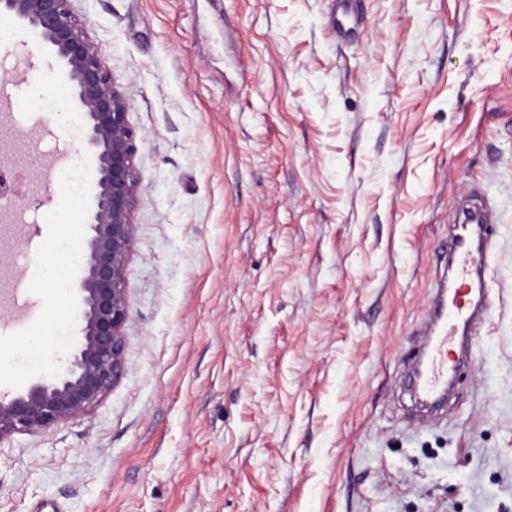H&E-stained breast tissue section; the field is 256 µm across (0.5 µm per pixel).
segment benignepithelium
Here are the masks:
<instances>
[{"instance_id":"benign-epithelium-1","label":"benign epithelium","mask_w":512,"mask_h":512,"mask_svg":"<svg viewBox=\"0 0 512 512\" xmlns=\"http://www.w3.org/2000/svg\"><path fill=\"white\" fill-rule=\"evenodd\" d=\"M72 0H0L36 30L55 55L86 120L87 155L98 188L87 217L86 263L79 287L74 350L59 369L19 394L0 396V443L37 433L92 409L118 381L129 319L126 265L140 194L130 104Z\"/></svg>"}]
</instances>
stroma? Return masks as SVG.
<instances>
[{"label": "stroma", "mask_w": 512, "mask_h": 512, "mask_svg": "<svg viewBox=\"0 0 512 512\" xmlns=\"http://www.w3.org/2000/svg\"><path fill=\"white\" fill-rule=\"evenodd\" d=\"M72 0L130 103L141 193L119 381L0 443V512H512V0ZM19 29L0 85L24 90ZM20 223H0V391L73 347L69 285L17 278L84 238L96 193L45 191L83 139L14 110ZM487 195L494 305L446 418L407 412L435 256ZM354 1L336 0V30L339 35L346 38L355 34L358 23Z\"/></svg>", "instance_id": "obj_1"}]
</instances>
